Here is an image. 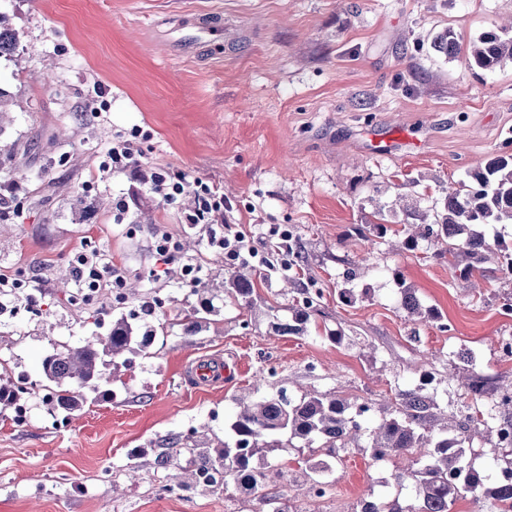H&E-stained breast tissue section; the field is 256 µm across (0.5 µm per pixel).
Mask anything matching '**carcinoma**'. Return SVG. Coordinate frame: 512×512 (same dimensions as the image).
<instances>
[{"label": "carcinoma", "mask_w": 512, "mask_h": 512, "mask_svg": "<svg viewBox=\"0 0 512 512\" xmlns=\"http://www.w3.org/2000/svg\"><path fill=\"white\" fill-rule=\"evenodd\" d=\"M433 49L455 57L460 51L456 34L448 29L433 40ZM20 54L16 32L6 24L0 13V57ZM512 60V29L492 27L483 32L470 47V66L493 70L504 60ZM436 238L445 247L435 256H448V266L454 277L467 282L475 273L485 272L483 264L497 259L498 270L512 275V251L490 237L488 227L493 224H512V155H497L485 165L466 173L459 187L449 188L441 208L434 211ZM413 224L406 222L399 228L389 224H372L375 237L387 235L404 237V245L414 250L417 237ZM255 292L253 274L236 272L228 280L224 294L240 306H249ZM302 304L292 308L288 322L274 324L280 336L305 334L311 317L319 312L320 297L302 289ZM403 306L409 316L421 322L439 319V314L422 307L412 292L404 294ZM208 301L191 308L181 321L186 332L193 331L201 314L211 312ZM156 311L141 304L138 312L122 315L112 321L104 339L88 340L77 347L64 346L53 351L41 362V376L46 381L42 389L49 393L45 404L54 416H70L83 405V389L99 391L103 377L104 357L113 358L109 378L115 380L121 369H130L129 358L118 362L125 353H147L157 337L152 324ZM448 384L457 385L464 394L475 399L465 405L462 413L448 412L427 391L429 375H423L419 384L396 394L395 408L374 425L367 422L371 405L352 404L340 392L292 394L286 381L271 384L272 392L239 407L230 424L231 440L218 448H201L195 433L183 436L190 458L183 471L195 486L210 488L234 487L240 491L248 487L249 495L262 492L272 477H283L285 471L277 465L264 467L255 464V458L265 448H298L308 451L303 460L304 472L314 497L326 493L330 470H319L318 458H336V449L347 448L361 436L365 447L383 448L386 457L396 469L394 479L400 488H413L415 497L407 500L397 493L387 498H364L354 512H449L450 506L466 493L472 494L473 512H512V483L494 477L497 471L512 473V413H503L484 400L486 379L473 368L469 349L449 355ZM30 395L28 382L14 377L6 361L0 362V406L14 412L19 419ZM473 429L490 437L488 463L484 467L461 451L448 454L446 447L458 439L460 430ZM416 454L426 464H405V457Z\"/></svg>", "instance_id": "cac0c4a2"}]
</instances>
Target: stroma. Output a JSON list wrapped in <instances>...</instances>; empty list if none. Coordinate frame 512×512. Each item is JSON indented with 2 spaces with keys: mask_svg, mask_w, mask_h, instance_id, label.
Listing matches in <instances>:
<instances>
[{
  "mask_svg": "<svg viewBox=\"0 0 512 512\" xmlns=\"http://www.w3.org/2000/svg\"><path fill=\"white\" fill-rule=\"evenodd\" d=\"M0 11L23 48L0 57L12 99L0 149L13 153L0 169V276L27 289L0 306V359L36 382L54 347L105 336L112 317L144 300H157L166 327L112 382L111 398L87 393L62 420L35 386L22 423L0 413V512H266L221 489L175 488L182 436L227 437L237 407L282 378L296 394L341 388L372 402L376 420L399 385L426 372L439 404L458 410L451 351L471 349L491 382L512 380L502 352L512 276L489 261L466 288L427 241L403 250L359 235L379 209L391 224L413 206L432 213L468 170L512 154V61L483 71L431 47L448 29L469 45L512 19V0H0ZM206 14L222 20V44L191 41L189 23ZM389 136L409 144L374 157L372 141ZM121 139L134 142L143 171L214 183L225 223L265 241L250 261L252 308L226 299L239 264L209 247L213 225L186 223L193 196L171 204L140 173L101 171ZM39 171L50 188L32 181ZM120 198L127 213L115 208ZM164 234L179 244L167 265L155 251ZM83 250L137 282L136 295L118 302L104 287L72 303L59 277ZM187 264L201 269L193 289ZM304 288L320 294V314L305 335H275ZM407 288L438 321L407 316ZM203 296L212 313L183 333L180 320ZM207 358L228 367L222 384L189 378L188 366ZM267 460L288 472L266 491L290 512H352L367 495L398 491L392 466L360 448L337 449L321 498L294 449Z\"/></svg>",
  "mask_w": 512,
  "mask_h": 512,
  "instance_id": "stroma-1",
  "label": "stroma"
}]
</instances>
